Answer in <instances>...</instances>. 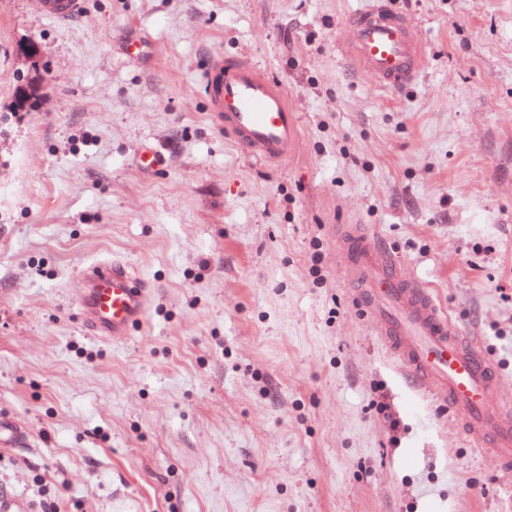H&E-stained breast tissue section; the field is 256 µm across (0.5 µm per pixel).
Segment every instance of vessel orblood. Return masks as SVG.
Segmentation results:
<instances>
[{
    "instance_id": "vessel-or-blood-1",
    "label": "vessel or blood",
    "mask_w": 512,
    "mask_h": 512,
    "mask_svg": "<svg viewBox=\"0 0 512 512\" xmlns=\"http://www.w3.org/2000/svg\"><path fill=\"white\" fill-rule=\"evenodd\" d=\"M41 9L50 20L66 22L82 12L83 0H41ZM348 25L352 38L345 54L361 70L393 88L418 77L424 49L407 16L383 0H367ZM202 81L214 122L248 157L277 163L293 151L298 116L281 85L263 68L214 52ZM337 236L348 255V280L405 372L433 385L467 435L487 447L499 467L512 470V410L487 405L496 388L490 358L462 336L428 289L407 277L362 225H344ZM83 279L78 301L89 330L118 341L143 321L148 285L130 265L102 261L88 267Z\"/></svg>"
}]
</instances>
